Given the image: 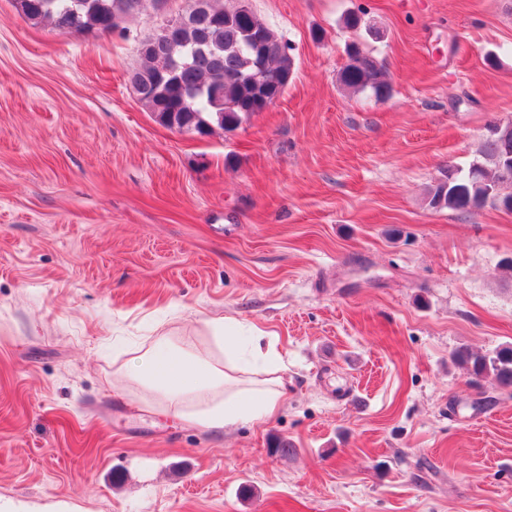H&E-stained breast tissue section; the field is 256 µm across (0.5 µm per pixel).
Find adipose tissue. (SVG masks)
I'll return each mask as SVG.
<instances>
[{
	"mask_svg": "<svg viewBox=\"0 0 512 512\" xmlns=\"http://www.w3.org/2000/svg\"><path fill=\"white\" fill-rule=\"evenodd\" d=\"M206 348L192 336H153L125 353L130 379L161 399L167 412L219 432L269 418L288 392L286 369L264 333L240 336L237 321L205 323Z\"/></svg>",
	"mask_w": 512,
	"mask_h": 512,
	"instance_id": "adipose-tissue-1",
	"label": "adipose tissue"
}]
</instances>
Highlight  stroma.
Instances as JSON below:
<instances>
[{
  "label": "stroma",
  "instance_id": "obj_1",
  "mask_svg": "<svg viewBox=\"0 0 512 512\" xmlns=\"http://www.w3.org/2000/svg\"><path fill=\"white\" fill-rule=\"evenodd\" d=\"M250 3L293 79L199 139L130 83L152 4L79 37L0 0V504L512 512V389L452 359L512 345V213L426 200L512 122V0ZM351 42L386 101L340 83ZM209 318L275 341L264 423L194 427L123 376L127 345Z\"/></svg>",
  "mask_w": 512,
  "mask_h": 512
}]
</instances>
